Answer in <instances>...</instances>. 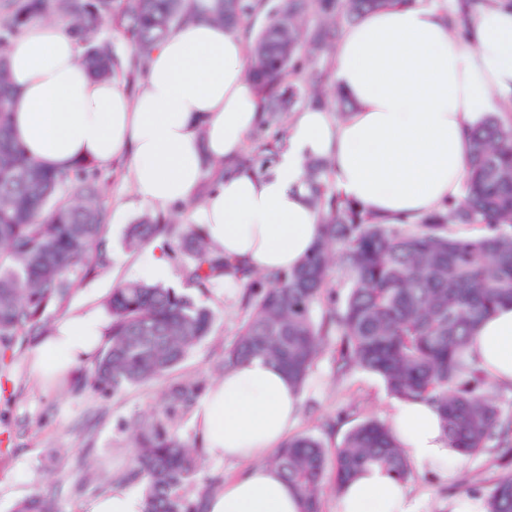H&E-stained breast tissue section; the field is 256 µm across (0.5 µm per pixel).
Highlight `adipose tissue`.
I'll use <instances>...</instances> for the list:
<instances>
[{
	"mask_svg": "<svg viewBox=\"0 0 512 512\" xmlns=\"http://www.w3.org/2000/svg\"><path fill=\"white\" fill-rule=\"evenodd\" d=\"M15 90L12 125L28 155L48 170L110 165L130 152L137 198L165 211L197 201L194 222L225 256L270 272L298 266L321 226L303 187L305 165L328 158L337 191L385 223L415 220L459 197L470 130L512 107V0L483 9L465 37L433 0L363 15L345 27L334 79L353 107L346 119L307 107L296 112L272 169L234 163L259 126L239 30L195 15L154 51L141 90L91 78L64 23L34 22L8 45ZM224 164L209 192L205 160ZM104 325L95 313L59 320L34 345L40 380L62 377L92 356ZM466 357L496 385L512 389V305L475 330ZM300 393L261 357L239 362L202 398L195 426L205 455L246 463L206 499V512H304L301 494L266 458L297 423ZM418 467L454 456L437 410L398 402L391 417ZM336 512H419L404 485L371 467L341 491Z\"/></svg>",
	"mask_w": 512,
	"mask_h": 512,
	"instance_id": "obj_1",
	"label": "adipose tissue"
}]
</instances>
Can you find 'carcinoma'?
<instances>
[{"label":"carcinoma","mask_w":512,"mask_h":512,"mask_svg":"<svg viewBox=\"0 0 512 512\" xmlns=\"http://www.w3.org/2000/svg\"><path fill=\"white\" fill-rule=\"evenodd\" d=\"M194 0H9L0 18V373H8L32 337L51 329L85 280L107 269L109 220L92 165L48 171L12 133L14 91L5 51L32 20L66 18L82 61L100 77L132 85L153 51L186 18ZM409 0H205L201 11L251 36L248 75L259 94L257 134L236 167L267 172L287 139L286 119L314 106L340 117L350 107L336 92L332 59L345 21ZM490 0H454L449 17L472 19ZM308 200L321 235L312 254L287 271L256 275L212 247L197 224L175 225L162 213L128 225L130 249L161 241L181 258L182 287L145 280L112 289L105 302L107 341L88 377L96 393L117 395L165 377L212 331L215 313L200 297L219 283L243 287L246 318L218 364L225 370L254 356L284 369L302 387L328 336L341 337V367L378 375L398 400L432 404L451 447L462 456L498 449L502 472L485 497L486 512H512V414L488 396L486 377L462 355L479 323L512 304V113H493L471 133L463 197L414 225L377 221L344 198L327 159L311 160ZM482 225L458 236L453 226ZM348 289L338 302L330 273ZM207 380L170 383L162 405L132 426L134 462L110 476L144 490L143 512H205L223 479L200 468L198 448L177 420L198 405ZM303 495L305 512H321L323 490H341L375 464L400 483L412 466L390 426L368 417L332 450L310 434L290 436L269 459ZM12 512H58L55 497L36 493Z\"/></svg>","instance_id":"carcinoma-1"}]
</instances>
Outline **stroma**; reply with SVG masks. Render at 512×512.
<instances>
[{"instance_id": "1", "label": "stroma", "mask_w": 512, "mask_h": 512, "mask_svg": "<svg viewBox=\"0 0 512 512\" xmlns=\"http://www.w3.org/2000/svg\"><path fill=\"white\" fill-rule=\"evenodd\" d=\"M129 164V156L122 155L99 170L112 219L107 232L112 264L84 283L68 311L104 313L103 302L113 287L140 279L151 262V246L130 250L124 245L127 225L149 210L132 193ZM242 292L241 286L229 283L210 290L205 301L216 315L213 331L173 371V378L213 376L246 317ZM339 342V336L328 337L303 386L297 426L298 432L314 435L330 448L339 446L363 419L386 421L393 410L379 377L361 369L338 372ZM92 367L85 362L62 382L47 385L32 374L25 352L9 377L0 376V512H10L15 502L38 491L55 492L61 512H85L91 499L111 492L108 476L128 466L132 439L124 425L159 404L165 383L103 397L85 386ZM499 475L491 454L461 456L445 469L413 470L405 487L421 512H448L449 503L458 498L485 497Z\"/></svg>"}]
</instances>
